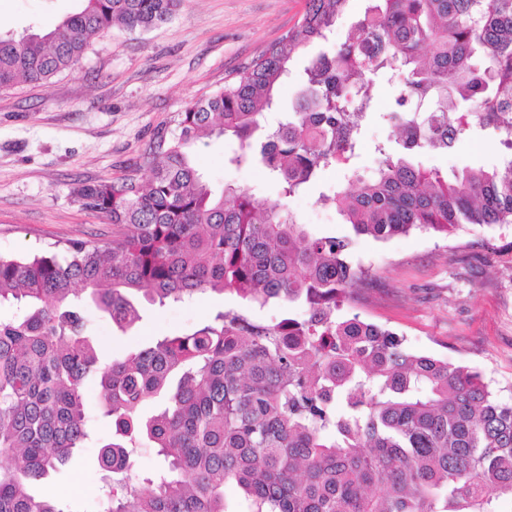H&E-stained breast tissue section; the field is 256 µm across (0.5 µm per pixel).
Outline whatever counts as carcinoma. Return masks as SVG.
I'll use <instances>...</instances> for the list:
<instances>
[{
  "instance_id": "carcinoma-1",
  "label": "carcinoma",
  "mask_w": 512,
  "mask_h": 512,
  "mask_svg": "<svg viewBox=\"0 0 512 512\" xmlns=\"http://www.w3.org/2000/svg\"><path fill=\"white\" fill-rule=\"evenodd\" d=\"M52 31L0 34V90L47 85L114 24L167 23L178 0H81ZM348 0H305L297 29L270 42L224 88L190 103L161 135L144 183L83 184V209L109 220L112 244L0 254V512H70L32 486L94 443L89 384L112 437L99 443L96 512H226L233 484L255 512H499L512 498V404L482 375L409 349L394 331L339 312L370 269L351 240L313 234L288 199L362 146L371 87L398 74L385 113L397 148L337 191L355 235L512 224V0H370L344 41L304 68L277 125L263 109L294 55L325 44ZM473 127L511 150L499 165L450 177L417 158L449 153ZM239 141L237 167L262 168L280 196L227 184L213 192L191 153L203 137ZM235 293L247 306L301 305L264 324L221 311L183 336H156L102 360L94 322L127 333L144 305ZM154 404V412L144 407ZM161 457L130 482L136 448Z\"/></svg>"
}]
</instances>
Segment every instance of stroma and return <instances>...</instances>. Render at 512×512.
I'll return each instance as SVG.
<instances>
[{"mask_svg": "<svg viewBox=\"0 0 512 512\" xmlns=\"http://www.w3.org/2000/svg\"><path fill=\"white\" fill-rule=\"evenodd\" d=\"M79 6V0H0V13L21 34L54 29ZM304 8L305 0H181L161 27L116 28L94 38L86 55L49 85L0 90V254L70 240L111 243V223L82 209L75 189L124 175L147 180L157 132L174 130L189 102L223 88L268 43L297 27ZM389 134L379 115L368 116L358 157L348 168L325 170L288 206L317 235L351 238L352 263L372 267L374 280L354 288L345 316L393 330L415 352L479 372L512 404V224H464L448 235L417 229L378 241L354 235L320 200L370 175L371 146ZM237 148L230 136L197 146L194 163L212 190L236 183L277 199L279 189L262 169L231 164ZM502 151L498 140L475 129L453 152H428L420 161L449 176L492 167ZM243 308L233 293H205L147 307L132 333L99 322L97 338L105 356L118 358L151 337L180 335L217 312ZM35 490L74 512H96V447L81 449Z\"/></svg>", "mask_w": 512, "mask_h": 512, "instance_id": "stroma-1", "label": "stroma"}]
</instances>
